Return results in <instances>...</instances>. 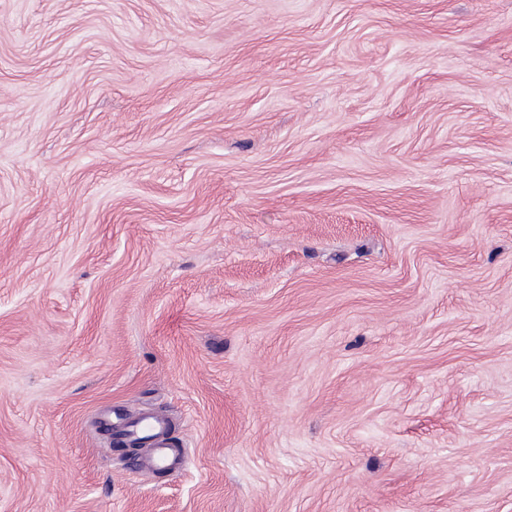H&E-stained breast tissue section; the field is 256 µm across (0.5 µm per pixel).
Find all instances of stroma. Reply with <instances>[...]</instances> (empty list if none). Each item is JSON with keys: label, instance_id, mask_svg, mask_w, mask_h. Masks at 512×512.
Wrapping results in <instances>:
<instances>
[{"label": "stroma", "instance_id": "35a3bbf8", "mask_svg": "<svg viewBox=\"0 0 512 512\" xmlns=\"http://www.w3.org/2000/svg\"><path fill=\"white\" fill-rule=\"evenodd\" d=\"M0 512H512V0H0ZM128 434L135 438L148 437L151 439L150 464L158 469L175 471L178 457L171 449L172 444L168 438V421L165 416L157 414L141 416L134 419L129 425Z\"/></svg>", "mask_w": 512, "mask_h": 512}]
</instances>
